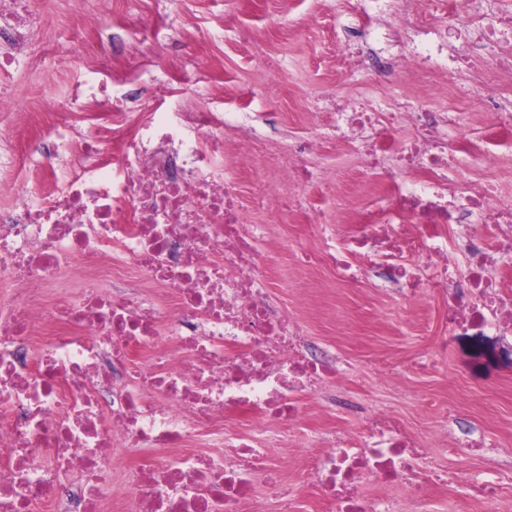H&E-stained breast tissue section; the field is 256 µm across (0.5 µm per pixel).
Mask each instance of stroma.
<instances>
[{
  "label": "stroma",
  "instance_id": "35a3bbf8",
  "mask_svg": "<svg viewBox=\"0 0 512 512\" xmlns=\"http://www.w3.org/2000/svg\"><path fill=\"white\" fill-rule=\"evenodd\" d=\"M92 2L35 0L40 23L9 78L14 107L0 112V151L20 152L24 138L43 132L44 113L66 103L75 86L99 81L96 60L79 46L94 38L95 32L84 29ZM379 13L372 0H112L111 12L95 16V31L122 36L123 53L112 54L106 45L98 52L111 56L117 70L126 56H138L139 85L172 80L183 108L247 113L237 130L224 134V169L240 200H250L256 183L268 175L261 161H239V143L252 130L266 131V119H273L266 142L280 152L295 138L315 140L310 162L342 179L340 196L325 202L321 188L295 183L282 185L281 193L324 207L326 221L333 223L350 220L372 192L358 162V141L336 133L337 112L361 103L383 112L419 104L409 85L377 84L364 70L331 61L345 48L328 41L327 30L349 24L369 31ZM144 18L161 30L162 39L142 42ZM244 27L254 34L247 44L238 38ZM489 168L501 169L497 189L512 198V135L497 138L480 159L465 158L461 175L476 180ZM249 217L270 228L267 246L277 256L267 270L273 296L287 303L305 335L334 354L345 370L334 391L304 398L295 440L360 428L358 416L330 410L333 392L387 409L427 442L452 405L483 434L487 447L476 455L431 446L427 468L464 478L503 474L497 510L512 512V352H502L496 340L484 336L449 335L443 294L429 291L409 301L368 280L350 286L330 270L304 267L303 253L320 244L308 228L310 213L253 210ZM443 338L444 350L438 347ZM271 454L288 461L284 491L292 512H321L318 487L296 481L297 450L275 448Z\"/></svg>",
  "mask_w": 512,
  "mask_h": 512
}]
</instances>
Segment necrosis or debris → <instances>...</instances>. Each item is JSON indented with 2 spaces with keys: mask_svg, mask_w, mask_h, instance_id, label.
<instances>
[{
  "mask_svg": "<svg viewBox=\"0 0 512 512\" xmlns=\"http://www.w3.org/2000/svg\"><path fill=\"white\" fill-rule=\"evenodd\" d=\"M395 2L398 25L418 41L398 61L367 50L351 59L378 82L405 83L424 97L441 89L433 59L444 47L421 39L431 27L466 26L477 51L496 39V22L469 13L463 0H432L429 11L413 13L408 0ZM32 20L33 0H8L0 11L9 44L0 50V112L11 107L3 79ZM473 79L489 124L512 129V104L497 93L512 80V59L492 58ZM466 118L428 105L345 116L352 134L378 131L363 161L384 200L347 235L323 229L322 250L306 262L350 280L349 255L367 256L363 274L378 287L409 300L445 293L453 330L512 347V299L488 274L512 234V200L501 199L492 173L456 203L444 194L459 183L452 155L477 149L468 135L447 141L440 133ZM96 119L111 151L90 140L82 164L57 169L73 125L57 115L14 161L22 169L39 157L51 187L23 188L21 206L0 210V280L10 284L0 292V512H260L256 479L277 488L286 474L269 448L287 447L303 398L342 372L267 297L265 228L247 225L218 163L238 118L183 110L127 127L108 113ZM314 150V140L295 139L273 167L296 184H317L307 163ZM407 224L416 234L404 232ZM452 247L467 257L453 278L443 273ZM76 267L88 273L79 295L55 292L59 274ZM129 278L148 298L124 293L119 283ZM104 282L111 292H101ZM259 421L271 425L267 447L224 435L225 423ZM202 443L212 453L200 452ZM300 448L303 479L333 512H400L393 500L364 497L368 480L403 483L414 512H423L438 485L422 448L380 410L366 411L359 432Z\"/></svg>",
  "mask_w": 512,
  "mask_h": 512,
  "instance_id": "1",
  "label": "necrosis or debris"
}]
</instances>
